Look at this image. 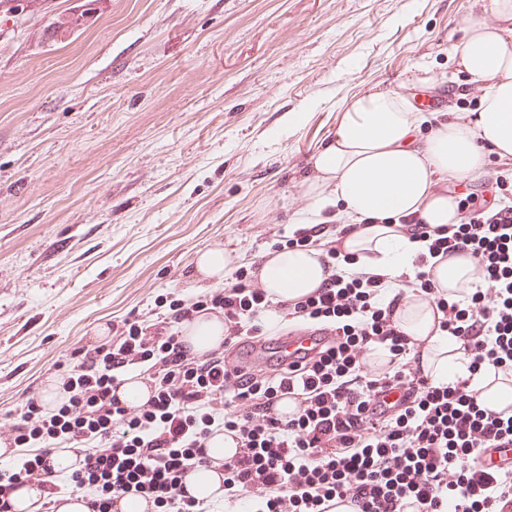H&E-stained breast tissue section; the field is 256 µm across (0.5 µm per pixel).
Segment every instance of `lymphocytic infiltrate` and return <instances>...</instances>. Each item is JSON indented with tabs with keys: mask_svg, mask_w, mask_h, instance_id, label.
Returning <instances> with one entry per match:
<instances>
[{
	"mask_svg": "<svg viewBox=\"0 0 512 512\" xmlns=\"http://www.w3.org/2000/svg\"><path fill=\"white\" fill-rule=\"evenodd\" d=\"M495 185L493 200L460 199L458 223L398 219L399 233L427 247L399 277L405 293L385 298L386 274L359 262L341 267L346 226L300 224L275 245L320 251L328 276L310 294L274 300L257 266H241L228 286L193 299L167 293L154 318L124 320L109 339L76 348L54 375L55 403L27 399L0 428V448L23 451L0 467V512L23 483L39 488L46 512L75 492L88 512H119L123 498L152 501L156 512H211V503L183 493L199 467L223 471L225 503L250 500L257 512H330L340 496L354 512H404L408 503L416 512H512V471L483 466L486 449L512 446V406L488 410L472 383L484 373L512 380V179L497 176ZM459 254L474 260L482 283L452 297L437 288L433 269ZM408 293L435 306L467 376L444 384L423 372L425 343L407 336L396 315ZM273 309L291 323L333 327V345L285 372L228 368L227 348L265 336L263 317ZM206 314L223 318L224 346L199 354L180 329ZM379 348L388 361L368 370L359 352ZM131 372L150 391L139 406L116 394ZM387 386L408 388L412 398L370 420ZM286 389L295 408L283 416L277 398ZM220 432L237 440L232 457L208 453ZM60 448L75 458L72 473L52 468Z\"/></svg>",
	"mask_w": 512,
	"mask_h": 512,
	"instance_id": "1",
	"label": "lymphocytic infiltrate"
}]
</instances>
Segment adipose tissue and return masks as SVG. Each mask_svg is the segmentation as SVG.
Returning a JSON list of instances; mask_svg holds the SVG:
<instances>
[{"instance_id":"1","label":"adipose tissue","mask_w":512,"mask_h":512,"mask_svg":"<svg viewBox=\"0 0 512 512\" xmlns=\"http://www.w3.org/2000/svg\"><path fill=\"white\" fill-rule=\"evenodd\" d=\"M449 56L456 72L481 87L477 108L463 121L434 123L425 138L411 96L371 88L342 104L346 118L333 139L312 157L308 190L324 221L359 224L347 237L346 252L358 261L397 277L411 268L424 244L395 230L397 217L412 214L427 224L459 220L456 199L436 187L440 178L464 180L480 173L487 152L512 159V0H480ZM437 287L448 292L474 288V261L456 255L436 265ZM326 277L317 250L267 252L259 269L263 287L279 300L318 288ZM402 330L426 342L423 366L439 382L465 375L467 361L452 337L434 328L430 303L406 296L397 313Z\"/></svg>"}]
</instances>
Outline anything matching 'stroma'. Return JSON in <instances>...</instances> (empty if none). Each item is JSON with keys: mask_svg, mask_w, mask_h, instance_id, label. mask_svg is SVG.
<instances>
[{"mask_svg": "<svg viewBox=\"0 0 512 512\" xmlns=\"http://www.w3.org/2000/svg\"><path fill=\"white\" fill-rule=\"evenodd\" d=\"M0 422L99 327L201 295L198 252L263 260L308 217L345 98L420 94L477 0H0ZM432 120L467 111L456 75ZM512 159L449 183L490 197Z\"/></svg>", "mask_w": 512, "mask_h": 512, "instance_id": "1", "label": "stroma"}]
</instances>
